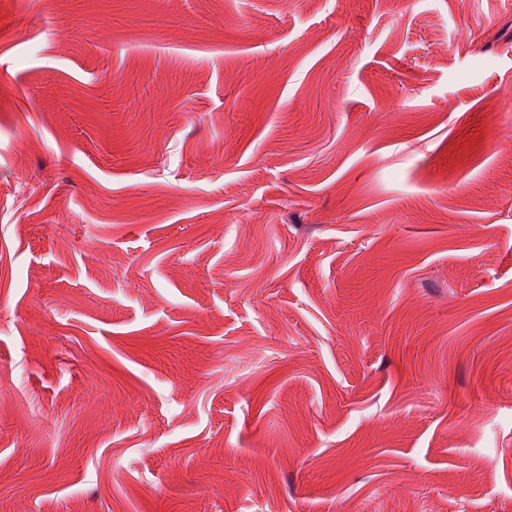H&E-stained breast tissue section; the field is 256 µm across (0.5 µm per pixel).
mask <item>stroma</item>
<instances>
[{
  "instance_id": "1",
  "label": "stroma",
  "mask_w": 512,
  "mask_h": 512,
  "mask_svg": "<svg viewBox=\"0 0 512 512\" xmlns=\"http://www.w3.org/2000/svg\"><path fill=\"white\" fill-rule=\"evenodd\" d=\"M0 512H512V0H0Z\"/></svg>"
}]
</instances>
